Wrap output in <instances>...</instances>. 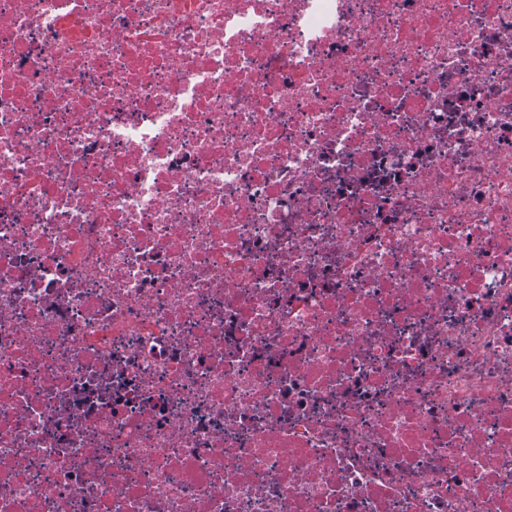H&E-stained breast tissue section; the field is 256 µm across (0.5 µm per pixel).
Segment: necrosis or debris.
I'll list each match as a JSON object with an SVG mask.
<instances>
[{
	"label": "necrosis or debris",
	"mask_w": 512,
	"mask_h": 512,
	"mask_svg": "<svg viewBox=\"0 0 512 512\" xmlns=\"http://www.w3.org/2000/svg\"><path fill=\"white\" fill-rule=\"evenodd\" d=\"M0 512H512V0H0Z\"/></svg>",
	"instance_id": "4bbe7bcc"
}]
</instances>
